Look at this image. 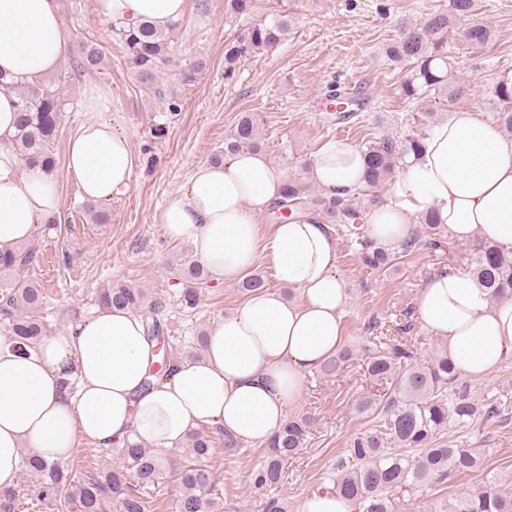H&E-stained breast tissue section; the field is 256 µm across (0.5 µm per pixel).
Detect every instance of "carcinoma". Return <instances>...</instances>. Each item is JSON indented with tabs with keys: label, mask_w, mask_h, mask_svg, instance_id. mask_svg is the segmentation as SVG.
Returning a JSON list of instances; mask_svg holds the SVG:
<instances>
[{
	"label": "carcinoma",
	"mask_w": 512,
	"mask_h": 512,
	"mask_svg": "<svg viewBox=\"0 0 512 512\" xmlns=\"http://www.w3.org/2000/svg\"><path fill=\"white\" fill-rule=\"evenodd\" d=\"M478 0H448V7L438 9L415 22L400 25V36L386 49L388 59L407 67L401 83L405 100L424 101L447 91L453 96L463 94L460 86L448 90V39H458L470 47L486 44L492 29L476 20ZM256 0H224L225 18L231 22L245 17L249 25L224 43V78L234 76L238 63L253 54L285 40L290 29L288 12L282 9L259 19L255 18ZM179 23L158 27L142 20L129 25L106 22L107 36L122 45L127 64L147 84H154L158 71L169 62L174 32ZM72 70L76 73L94 70L102 64L104 46L92 40H79L68 49ZM67 73L54 79L39 81H4L0 87L10 89L18 97L20 117L14 134V147L25 167L38 164L53 174L57 159L53 149L61 125L65 100L61 92ZM495 115L501 126L512 133V76L500 77L491 91ZM433 116L430 110L412 116V126L398 137L384 135L364 144L365 188L372 190L389 178L397 163L410 154L422 151L426 129ZM263 141L256 118L245 112L224 137V147L210 157L219 163L242 150L260 151ZM283 200L275 203L270 219L276 223L287 220L277 212L315 208L331 223L354 224L360 219L353 204L341 199H327L295 179L283 188ZM356 255L367 268L375 271L395 266L396 254L407 253L417 244L411 236L392 247L365 236L356 239ZM468 272L489 291L495 301L512 298V251L507 252L493 241L479 240L468 246ZM34 251L16 247L0 254V274L30 264ZM176 274L188 283L179 298L180 309L192 314L200 303L202 289L209 281L204 266L184 255ZM145 300L141 288L123 281H113L101 288L97 305L128 310L138 309ZM46 303L45 293L35 282L17 285L0 283V319L7 322L11 347L24 350L34 346L46 335V324L40 313ZM162 306L155 303L150 315L143 318L148 340L166 341L165 325L160 318ZM361 356L366 374L386 386L387 392L366 397L359 410L372 415L375 424L355 434L344 455L328 473L334 490L350 499L357 512H400V503L422 488L445 483L454 475L473 470L479 464L474 448H451L441 435L452 425L467 428L480 418H487L497 408H482L467 392L458 389L461 374L443 346L426 360H420L410 345L389 336H366L353 349L345 347L321 367L333 375L356 356ZM310 421L294 417L286 421L264 446L263 463L251 474V484L258 491L276 490L283 482L284 462L299 454L309 433ZM219 439L224 455L234 457L243 444L221 431L213 434L196 432L185 445L172 450V456L184 459L176 469L179 488L177 512H223L224 504L205 494L211 486V475L205 462L210 458L213 439ZM123 457L125 468L108 469L81 483L72 491V471L62 461L44 460L34 454L23 457L22 467L37 482V499L53 502L74 499L75 512H104L105 503L115 499L121 512H147V501L135 484L154 482L166 470L170 457L137 444L115 447ZM19 492L0 490V512H16ZM450 512H512V497L482 490L466 494L455 501Z\"/></svg>",
	"instance_id": "carcinoma-1"
}]
</instances>
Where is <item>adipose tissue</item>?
I'll return each instance as SVG.
<instances>
[{"label":"adipose tissue","instance_id":"ef3b65f1","mask_svg":"<svg viewBox=\"0 0 512 512\" xmlns=\"http://www.w3.org/2000/svg\"><path fill=\"white\" fill-rule=\"evenodd\" d=\"M97 7L115 22L163 27L184 13L186 0H97ZM68 42L58 0H0L6 80L53 75ZM16 101L0 88V250L31 241L60 212L54 179L24 167L12 147ZM83 107L94 118L67 139L65 168L84 198L108 203L128 189L136 156L121 129L98 118L96 90L85 93ZM362 173L361 151L340 140L324 143L310 168L323 195L344 200L362 189ZM286 179L265 153L245 150L197 164L158 211L167 236L188 243L214 281H240L266 259L299 297L268 288L249 293L208 331L199 358L176 361L155 385L144 384L154 345L142 319L125 309L98 308L23 354L0 336V488L16 485L26 451L58 460L82 444L110 448L118 441L163 451L202 428L259 447L269 441L298 405L306 376L342 347L350 300L321 214L304 211L261 228ZM429 212L456 240L482 237L512 250V139L498 125L469 109L434 124L422 151L405 158L393 178L390 199L371 206L361 228L398 245ZM414 304L463 376L484 378L512 357V300L493 301L463 269L433 271Z\"/></svg>","mask_w":512,"mask_h":512}]
</instances>
